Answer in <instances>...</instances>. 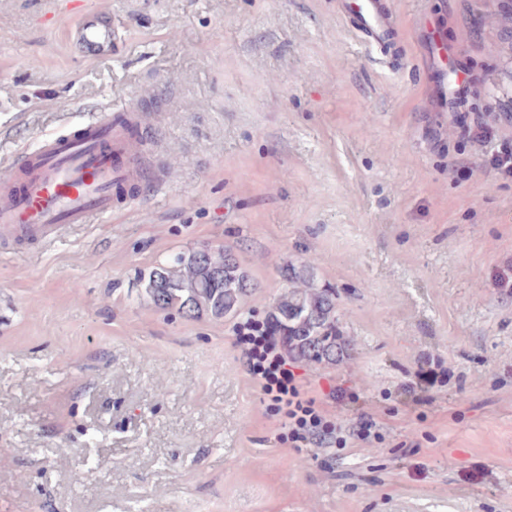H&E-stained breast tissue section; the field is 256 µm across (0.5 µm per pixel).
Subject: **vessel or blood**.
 I'll use <instances>...</instances> for the list:
<instances>
[{
	"label": "vessel or blood",
	"mask_w": 512,
	"mask_h": 512,
	"mask_svg": "<svg viewBox=\"0 0 512 512\" xmlns=\"http://www.w3.org/2000/svg\"><path fill=\"white\" fill-rule=\"evenodd\" d=\"M395 25L381 0H362L354 33L382 44ZM69 40L72 51L87 59L116 52V29L102 10L80 15ZM143 122L136 107L117 102L14 159L0 176V240L48 245L67 230L111 216L120 190L163 185L164 173L149 166L142 139L132 134Z\"/></svg>",
	"instance_id": "obj_1"
}]
</instances>
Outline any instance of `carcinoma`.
Segmentation results:
<instances>
[{
  "label": "carcinoma",
  "instance_id": "carcinoma-1",
  "mask_svg": "<svg viewBox=\"0 0 512 512\" xmlns=\"http://www.w3.org/2000/svg\"><path fill=\"white\" fill-rule=\"evenodd\" d=\"M286 290L267 315L278 336L288 337V354L317 363H336L350 343L336 326V291L318 286L314 267L286 268ZM144 298L161 310L214 318L235 314L255 288L229 248L188 250L158 262L141 276Z\"/></svg>",
  "mask_w": 512,
  "mask_h": 512
}]
</instances>
